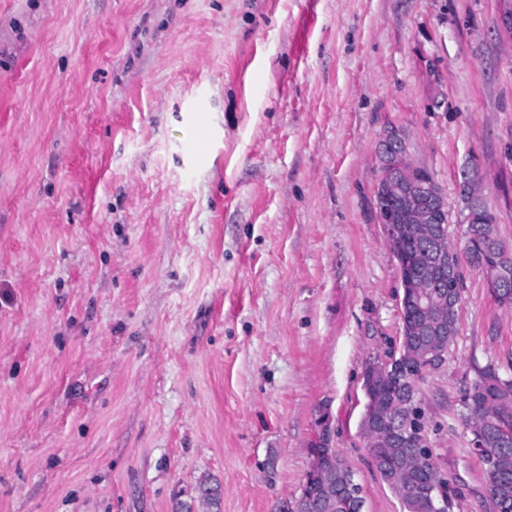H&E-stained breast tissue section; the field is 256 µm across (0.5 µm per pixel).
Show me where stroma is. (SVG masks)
Segmentation results:
<instances>
[{"label":"stroma","instance_id":"35a3bbf8","mask_svg":"<svg viewBox=\"0 0 512 512\" xmlns=\"http://www.w3.org/2000/svg\"><path fill=\"white\" fill-rule=\"evenodd\" d=\"M511 9L0 0V512H276L320 446L401 512L359 429L402 334L376 147L455 217L471 179L512 248ZM460 272L419 398L453 512H487L462 399L512 375V308Z\"/></svg>","mask_w":512,"mask_h":512}]
</instances>
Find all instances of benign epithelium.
Listing matches in <instances>:
<instances>
[{
    "mask_svg": "<svg viewBox=\"0 0 512 512\" xmlns=\"http://www.w3.org/2000/svg\"><path fill=\"white\" fill-rule=\"evenodd\" d=\"M379 177L376 199L381 223L385 226L388 242L399 262H404L400 242L410 236L418 238L430 248L434 270L441 276L452 278L459 271V253L444 244L437 227L446 224L448 204L443 193L432 180L420 175L421 166L410 160L409 142L404 134L385 131L377 144ZM489 252L495 255L493 263L484 261L483 254L469 252L472 266L483 275L491 288H512V251L500 239L489 240ZM401 303L409 302L420 315L421 332L432 337L423 350L425 367H437L448 355V337L453 335L452 318L458 312L461 296L454 292L431 293L419 289V279L408 276L402 280ZM365 426L372 424L395 435L405 434L402 418L394 413L377 415L373 405L367 404ZM343 461L327 452L313 457L306 480H325L326 473L336 469ZM423 512H448V499L432 497V491L419 498Z\"/></svg>",
    "mask_w": 512,
    "mask_h": 512,
    "instance_id": "benign-epithelium-1",
    "label": "benign epithelium"
}]
</instances>
